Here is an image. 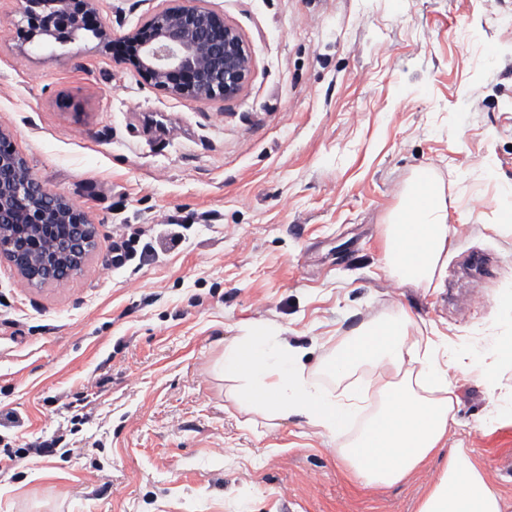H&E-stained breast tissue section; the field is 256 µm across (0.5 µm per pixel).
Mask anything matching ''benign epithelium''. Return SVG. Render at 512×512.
I'll list each match as a JSON object with an SVG mask.
<instances>
[{"label": "benign epithelium", "instance_id": "1", "mask_svg": "<svg viewBox=\"0 0 512 512\" xmlns=\"http://www.w3.org/2000/svg\"><path fill=\"white\" fill-rule=\"evenodd\" d=\"M24 19L31 36L45 34L68 42L83 30L102 40L109 27L87 24L95 0H25ZM118 60L133 67L157 87L179 98L229 100L236 97L251 73V52L238 30L208 0H165L140 26L112 42ZM15 224L28 235L0 255L21 275L38 283L57 282L82 266L93 249L96 227L70 199L45 190L26 160L0 130V238ZM51 224L70 225L55 242V255L34 264Z\"/></svg>", "mask_w": 512, "mask_h": 512}]
</instances>
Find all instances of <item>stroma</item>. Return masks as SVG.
Segmentation results:
<instances>
[{
  "instance_id": "stroma-1",
  "label": "stroma",
  "mask_w": 512,
  "mask_h": 512,
  "mask_svg": "<svg viewBox=\"0 0 512 512\" xmlns=\"http://www.w3.org/2000/svg\"><path fill=\"white\" fill-rule=\"evenodd\" d=\"M252 52L233 99L177 98L85 34L27 38L0 0V129L42 186L98 228L64 284L0 258V512H418L452 448L512 500V419L453 377L448 446L363 488L304 419L240 408L224 349L263 322L327 363L405 307L422 335L490 349L512 326V0H209ZM162 0H96L113 37ZM433 171L452 244L444 287L383 266L384 229ZM178 225L181 245L162 243Z\"/></svg>"
}]
</instances>
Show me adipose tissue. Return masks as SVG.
<instances>
[{"instance_id": "1", "label": "adipose tissue", "mask_w": 512, "mask_h": 512, "mask_svg": "<svg viewBox=\"0 0 512 512\" xmlns=\"http://www.w3.org/2000/svg\"><path fill=\"white\" fill-rule=\"evenodd\" d=\"M447 219L448 205L435 181L415 177L385 226V271L415 288L439 287L451 244ZM414 329L407 311L398 309L392 320L358 329L331 362L341 376L364 367L380 372L376 412L353 444L337 450L367 488L393 486L420 470L455 422L448 377L464 361L454 352H439ZM303 356L286 337L250 326L225 348L224 376L236 381L241 407L271 420L299 417L336 437L368 398L324 392L306 373ZM419 512H512V505L463 449L452 448Z\"/></svg>"}]
</instances>
